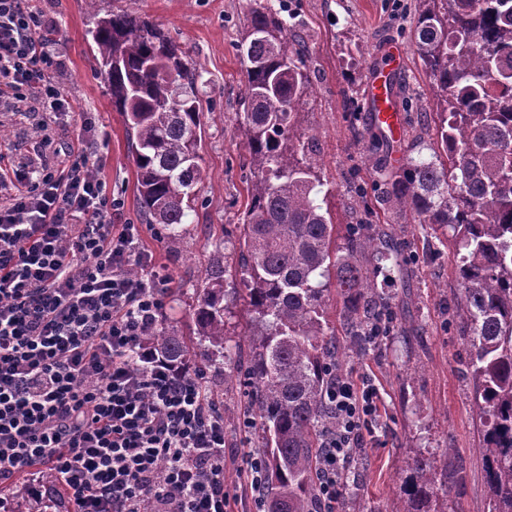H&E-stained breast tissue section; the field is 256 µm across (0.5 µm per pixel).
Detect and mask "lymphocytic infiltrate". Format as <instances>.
I'll list each match as a JSON object with an SVG mask.
<instances>
[{"mask_svg": "<svg viewBox=\"0 0 512 512\" xmlns=\"http://www.w3.org/2000/svg\"><path fill=\"white\" fill-rule=\"evenodd\" d=\"M47 25L30 0H0V116L32 117L40 145L0 166V487L39 464L74 512H229L224 412L204 370L149 338L168 278L139 250L141 225L112 221L94 123L69 134ZM327 396L316 512H335L378 402L343 374Z\"/></svg>", "mask_w": 512, "mask_h": 512, "instance_id": "obj_1", "label": "lymphocytic infiltrate"}]
</instances>
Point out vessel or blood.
Returning a JSON list of instances; mask_svg holds the SVG:
<instances>
[{
  "label": "vessel or blood",
  "instance_id": "vessel-or-blood-1",
  "mask_svg": "<svg viewBox=\"0 0 512 512\" xmlns=\"http://www.w3.org/2000/svg\"><path fill=\"white\" fill-rule=\"evenodd\" d=\"M402 57L401 47L388 46L381 64L370 71L367 79L368 110L376 124L395 136L401 134L405 120L400 108L395 106L389 88L399 72L397 63Z\"/></svg>",
  "mask_w": 512,
  "mask_h": 512
}]
</instances>
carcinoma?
<instances>
[{
  "instance_id": "carcinoma-1",
  "label": "carcinoma",
  "mask_w": 512,
  "mask_h": 512,
  "mask_svg": "<svg viewBox=\"0 0 512 512\" xmlns=\"http://www.w3.org/2000/svg\"><path fill=\"white\" fill-rule=\"evenodd\" d=\"M88 2L96 65L135 139L145 221L173 241L203 179V113L189 55L141 16H101L97 0ZM414 39L438 97L432 154L389 172L373 147L367 161L380 175L376 202L388 221L349 224L340 236L327 198H318L314 138L287 145L313 92L306 45L281 12L249 0L242 106L253 178L238 265L249 283L250 341L233 365L259 432L252 455L264 464V499L274 512L316 507L320 448L332 425L327 391L343 373L327 320L331 285L344 335L357 346L369 348L366 337L395 327L409 331L369 275L386 267L404 274L406 242L392 227L400 220L454 241L461 288L453 316L482 427L488 512H512V0H419ZM228 269L227 257L217 256L205 271L192 309L196 344L155 331L173 360L224 366L225 316L236 292L224 288ZM408 471L410 512H431L458 478L449 465L438 471L417 461ZM42 480L50 488L41 497L24 482L12 489L23 512H70L54 476L45 471Z\"/></svg>"
}]
</instances>
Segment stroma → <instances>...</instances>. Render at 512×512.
<instances>
[{
  "instance_id": "obj_1",
  "label": "stroma",
  "mask_w": 512,
  "mask_h": 512,
  "mask_svg": "<svg viewBox=\"0 0 512 512\" xmlns=\"http://www.w3.org/2000/svg\"><path fill=\"white\" fill-rule=\"evenodd\" d=\"M283 1L306 41L315 71L314 89L303 104L299 130L317 140L319 174L328 192L332 221L344 225L353 217L352 187H360L369 196L374 193V177L362 163L365 144L356 135L374 131L365 110L366 83L387 44L403 49V68L396 85L408 103V134L401 148L388 155V169L398 170L416 151L429 157V146L435 140V92L411 36L415 0L269 3L276 7ZM31 6L50 19V27L40 35L65 61L62 85L73 107V127H80L82 113L95 117L101 176L118 202L112 220L143 225L140 247L151 253L155 267L169 277L163 322L192 338L191 306L205 268L216 252L233 256L248 204L252 173L242 124L245 79L239 48L247 27L248 2H97L100 11L129 10L159 24L190 53L204 113L200 154L206 176L196 188L186 231L175 243L143 224L124 119L112 109L107 82L90 49L86 0H32ZM29 127V119L20 116L0 118V152L6 160L33 154L35 140ZM427 232L424 224L396 225V235L412 246L408 275H375L399 317L413 325V333L395 330L367 353L347 349L340 356L346 373L366 375L378 388L382 407L351 466L336 502L338 512H408L410 504L400 487L407 463L415 460L440 468L451 463L461 466L462 479L447 498L449 512H487L478 453L482 437L474 417L472 384L465 376V348L451 313L460 290L454 244L445 241L438 259H430ZM228 281L241 290L226 317L224 350L231 354L248 342L243 334L248 297L238 266H231ZM208 383L224 394V488L230 495V508L253 512L254 504L239 484L240 472L256 444L254 430L243 424L245 398L236 378L225 376L223 370L209 369Z\"/></svg>"
}]
</instances>
